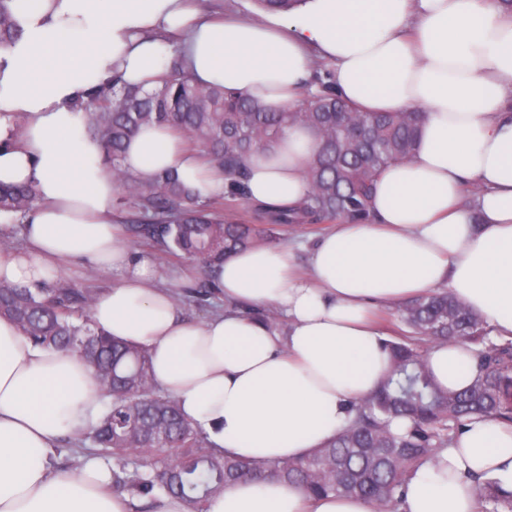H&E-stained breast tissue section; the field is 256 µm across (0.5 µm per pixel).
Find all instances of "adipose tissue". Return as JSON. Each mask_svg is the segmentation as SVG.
<instances>
[{
	"instance_id": "ef3b65f1",
	"label": "adipose tissue",
	"mask_w": 512,
	"mask_h": 512,
	"mask_svg": "<svg viewBox=\"0 0 512 512\" xmlns=\"http://www.w3.org/2000/svg\"><path fill=\"white\" fill-rule=\"evenodd\" d=\"M20 37L0 47V182L36 185L25 244L0 255V280H57L73 263L118 274L91 311L94 327L149 349L159 389L220 452L298 458L322 447L378 386L388 362L374 315L445 287L496 332L512 335V12L499 0H301L260 19L208 14L196 0H12ZM180 55L200 84L262 109L297 104L316 60L329 86L363 112L417 106L425 118L411 162L375 180L364 223L338 221L307 252L241 251L211 269L224 310L185 319L132 253L117 222V185L85 102L111 83L153 89ZM23 125H16L15 116ZM317 139L291 127L246 162L251 204L297 205ZM121 165L138 181L172 170L201 201L229 189L170 126L141 128ZM477 187L468 196L469 187ZM274 306L285 333L237 305ZM438 385L467 388L471 348L435 343ZM108 402L86 359L45 348L0 318V512H134L110 467L55 463L69 431ZM512 493V424L469 422L406 477L398 512H480L478 483ZM206 512H375L363 499L314 497L275 476L244 478Z\"/></svg>"
}]
</instances>
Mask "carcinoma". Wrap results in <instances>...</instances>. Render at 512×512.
I'll return each instance as SVG.
<instances>
[{"mask_svg":"<svg viewBox=\"0 0 512 512\" xmlns=\"http://www.w3.org/2000/svg\"><path fill=\"white\" fill-rule=\"evenodd\" d=\"M0 0V46L19 38L21 28L9 3ZM306 92L300 104L266 112L243 95L200 85L185 71L180 55L171 59L162 86L149 92L112 85L88 95L112 174L126 187L127 231L165 252L193 257L202 272L238 249L274 241L278 228L336 219L366 222L376 177L392 163L412 160L424 113L357 112L335 95ZM166 123L190 146L224 170L240 194L245 162L259 146L271 147L291 126L317 131L319 146L308 168V191L294 208L257 213L264 225L215 216V202L195 199L170 171L150 182L129 177L120 167L125 142L145 124ZM38 202L33 184H0V212L25 215ZM95 296L65 281L34 288L0 282V317H9L34 343L65 350L85 345V357L112 404L88 431L68 437L78 450L112 459V489L132 490L152 500L162 491L180 498L187 512H205L209 497L244 476L275 474L311 495L358 497L377 512H395L410 468L448 447L451 432L470 416L490 414L512 423V343L488 341L485 321L443 289L396 306V321L419 339L460 341L475 346L477 375L460 392L440 389L421 351L402 338L387 342L390 369L370 396L362 399L352 422L336 438L305 456L275 462L245 461L217 453L181 414L176 402L154 382L150 355L90 328ZM405 418L398 435L389 425ZM160 450L166 466L151 474L130 468L133 452ZM481 512H512V494L488 479L480 488Z\"/></svg>","mask_w":512,"mask_h":512,"instance_id":"cac0c4a2","label":"carcinoma"}]
</instances>
